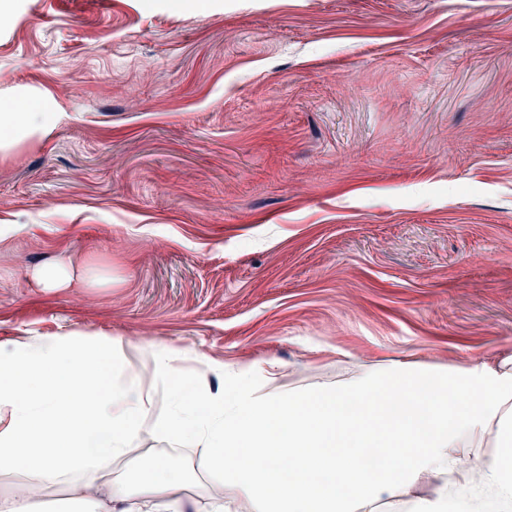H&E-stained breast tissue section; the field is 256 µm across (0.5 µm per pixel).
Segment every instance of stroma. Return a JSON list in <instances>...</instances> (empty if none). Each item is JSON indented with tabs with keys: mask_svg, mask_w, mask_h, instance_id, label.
I'll return each mask as SVG.
<instances>
[{
	"mask_svg": "<svg viewBox=\"0 0 512 512\" xmlns=\"http://www.w3.org/2000/svg\"><path fill=\"white\" fill-rule=\"evenodd\" d=\"M61 119L0 150V345L154 344L199 389L512 356V0H12L0 101ZM111 270L36 287L35 267ZM136 475L200 448L143 435Z\"/></svg>",
	"mask_w": 512,
	"mask_h": 512,
	"instance_id": "obj_1",
	"label": "stroma"
}]
</instances>
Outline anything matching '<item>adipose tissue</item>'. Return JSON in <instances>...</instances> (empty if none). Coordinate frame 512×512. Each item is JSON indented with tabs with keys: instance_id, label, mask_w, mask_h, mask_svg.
Instances as JSON below:
<instances>
[{
	"instance_id": "obj_1",
	"label": "adipose tissue",
	"mask_w": 512,
	"mask_h": 512,
	"mask_svg": "<svg viewBox=\"0 0 512 512\" xmlns=\"http://www.w3.org/2000/svg\"><path fill=\"white\" fill-rule=\"evenodd\" d=\"M60 119L39 98L0 106V148L45 133ZM37 287L102 285L96 269L60 258L35 268ZM150 380L129 369L112 337L68 333L0 347V473L15 493L0 512H26L25 489H50L81 473L93 512H193L179 464L157 462L135 479L108 475L149 434L210 451L212 474L240 512H351L354 500L394 501L400 487L437 476L444 484L418 512H512V358L491 365L416 370L356 367L334 389L264 393L235 369L222 394L200 391L176 355L153 346ZM166 389L157 402L155 388ZM474 476L459 480L462 460Z\"/></svg>"
}]
</instances>
